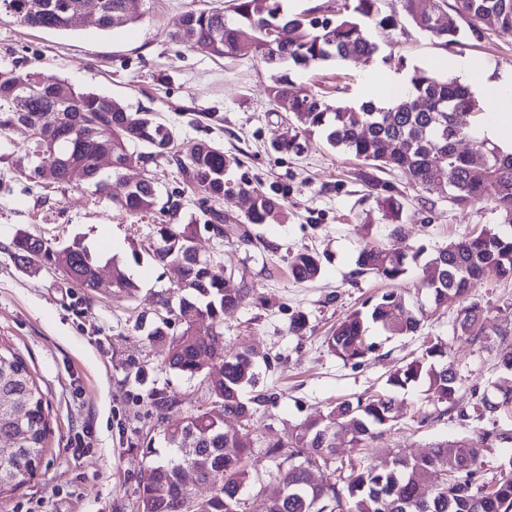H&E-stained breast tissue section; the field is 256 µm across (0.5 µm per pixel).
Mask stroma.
<instances>
[{
	"mask_svg": "<svg viewBox=\"0 0 512 512\" xmlns=\"http://www.w3.org/2000/svg\"><path fill=\"white\" fill-rule=\"evenodd\" d=\"M220 3L140 0L137 21L108 31L84 25L37 30L0 16V66L56 76L74 88L116 99L132 112L153 111L174 129L181 158H188L198 142L217 143L240 158L235 176L283 198L280 223L251 228L264 247H246L203 231L206 205L175 164L132 169L133 176L150 175L160 196L181 195L182 223L199 225L201 254L233 269L229 287L244 279L255 288L248 304L225 313L224 349H254L256 388L275 397L253 428L259 480L247 492L250 512H266L276 483L275 467L264 455L267 443L337 402L385 391L388 375L419 358L427 340L436 337L447 341L461 380L456 406L470 408L476 395L493 394L499 354L512 345V335L475 342L457 335L452 304L421 335L383 342L379 360L355 368L328 350L330 329L386 287L378 278L355 273L365 243L395 240L412 250H432L496 223L497 214L487 203L460 208L442 189L430 191L434 208L425 212L406 178L388 172L385 181L408 196L399 236L390 238L391 226L361 180L364 165L320 134H295L292 115L275 111L268 98L271 72L264 62L250 53L221 59L171 41L187 10ZM367 32L379 46L373 61L331 59L292 73L296 93H317L355 107L367 75L380 79L403 66L434 61L444 76L448 70L439 61L447 56L481 59L494 76L512 71V37L500 35L492 19L452 47L410 23L401 31L371 24ZM291 135L297 151H276V142ZM28 147L21 128L0 141V344L24 359L45 393L49 431L41 465L17 489L0 492V512H15L22 504L47 512H138L144 437L161 440L168 422L213 407L200 380L166 367L162 347L148 337L157 298L174 306L183 295L173 270L150 256L164 217L156 210L130 216L90 189L29 177L20 169ZM22 230L56 248L79 240L101 258L121 257L139 291L87 290L61 272L21 267L13 239ZM304 249L322 258V274L313 283L296 282L288 272L290 256ZM471 295L490 308L512 309V280L486 270ZM299 312L308 325L294 335L288 326ZM155 393L173 398L174 406L157 411L148 401ZM396 400L398 423L367 455L374 465L384 466L387 450L420 456L435 442L473 431L472 423L453 414L421 424L428 405L417 388L397 390Z\"/></svg>",
	"mask_w": 512,
	"mask_h": 512,
	"instance_id": "35a3bbf8",
	"label": "stroma"
}]
</instances>
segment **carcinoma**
I'll return each mask as SVG.
<instances>
[{"mask_svg":"<svg viewBox=\"0 0 512 512\" xmlns=\"http://www.w3.org/2000/svg\"><path fill=\"white\" fill-rule=\"evenodd\" d=\"M80 0H0V15L20 24L51 31H66L61 17ZM433 9L421 0H403L405 17L430 32L441 44H457L461 35L457 18L469 27L488 16L495 17L499 32L512 35V0H455L448 23L437 24L436 12L445 0H432ZM136 0H106L108 13L101 30L119 28L137 20ZM190 9L182 17L171 39L183 46L218 58H233L250 50L268 65L290 64L307 69L332 58L350 57L371 61L379 47L361 23L366 19L394 29L401 20L384 15L381 0H354L352 13L336 20L316 16L289 15L284 0H230L228 9ZM408 92L387 107L366 103L358 108L330 102L317 95L296 96L293 111L303 133L320 130L328 144L341 147L369 168L366 185L376 196L384 216L393 224L401 221L405 201L370 170L400 171L414 186L431 190L448 189L459 207L487 201L499 222L478 234L451 240L425 255L424 248L405 250L396 244H365L359 251L357 273L373 275L386 282L404 278L411 264L424 260L419 292L425 299L410 302L395 289L384 291L373 303L352 312L333 328L328 349L346 363L360 366L375 357L379 344L371 332L387 336H410L423 329L448 298L460 304L455 329L464 336L512 333V314L496 320L484 307L468 298V289L485 270L495 269L512 278V151L478 139L468 151L460 142L471 136L473 125L486 112L485 103L470 87L456 79L415 66L409 71ZM26 92L17 90L15 69L0 67V138L7 137L14 121L36 116L53 106L57 78L27 73ZM288 72L271 76L268 94L273 104L291 94ZM65 111L76 129L55 145L66 164L43 170L47 183L70 184L68 167L84 173L83 183L98 194L106 189L105 177L93 163L100 143L112 146V176L128 164L144 167L163 158L174 162L206 200L218 202L229 191H237L244 216L211 211L207 231L226 236L228 226L272 224L283 214L282 199L230 172L239 159L224 153L211 142L196 145L188 160L174 152L175 132L148 111L131 112L121 102L73 90ZM93 126L99 136H82V127ZM130 215L154 210L157 190L145 176L120 197L112 198ZM181 198L168 197L162 210L169 223L159 227L153 259L180 272L185 295L178 306L165 308V318H156L149 332L152 341L166 350L169 369L206 381L208 398L220 404L214 415L200 407L169 425L162 453L147 442L148 465L139 483L140 512H247L246 487L253 479L250 465L254 439L252 427L259 409L272 402L262 394L251 400L243 389L256 382L255 353L246 350L232 355L224 350V312L246 304L253 287L241 280L239 287H224V266L198 254L197 225L179 224ZM14 255L26 265L60 270L87 289L96 288L95 270L101 259L81 242L54 249L43 240L18 234ZM288 269L298 281H313L321 273L320 255L300 251L289 258ZM112 284L129 294L138 290L123 261L112 263ZM179 333L169 334L172 323ZM503 374L495 383L498 396L480 397L472 410L457 412L462 421L478 423L472 435L434 443L419 457L391 454L392 466L378 468L362 460L336 464V448L345 437L354 448H366L381 434V428L397 421L395 399L389 395L359 396L345 400L284 438L269 443L265 455L276 468L277 485L268 498V512H419L416 497L433 483L428 512H512V457L490 478L483 477L482 449L494 442H512V429L498 428L502 418H512V350L501 354ZM391 389L418 385L424 400L442 417L456 407L460 382L450 360L448 347L436 338L422 355L398 367L387 379ZM45 394L31 376L25 361L8 347H0V490L16 489L41 463L48 432ZM331 469L333 479L309 484V472ZM207 488L201 496L192 489Z\"/></svg>","mask_w":512,"mask_h":512,"instance_id":"obj_1","label":"carcinoma"}]
</instances>
